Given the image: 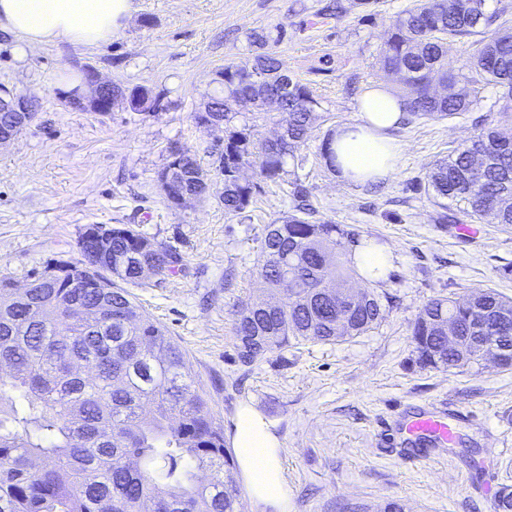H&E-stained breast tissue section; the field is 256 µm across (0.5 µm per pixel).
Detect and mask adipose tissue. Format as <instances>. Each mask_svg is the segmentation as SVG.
<instances>
[{"label": "adipose tissue", "mask_w": 512, "mask_h": 512, "mask_svg": "<svg viewBox=\"0 0 512 512\" xmlns=\"http://www.w3.org/2000/svg\"><path fill=\"white\" fill-rule=\"evenodd\" d=\"M135 10L134 0H0V26L18 34L27 46L58 40L98 45L112 40ZM404 117V100L391 87L365 94L356 119L338 127L331 138L339 177L354 183L391 177L403 151L391 132ZM231 443L254 501L269 512H288L281 442L264 416L251 406L241 407Z\"/></svg>", "instance_id": "ef3b65f1"}]
</instances>
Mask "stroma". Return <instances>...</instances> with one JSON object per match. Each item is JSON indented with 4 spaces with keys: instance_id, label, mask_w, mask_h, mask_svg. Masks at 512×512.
<instances>
[{
    "instance_id": "35a3bbf8",
    "label": "stroma",
    "mask_w": 512,
    "mask_h": 512,
    "mask_svg": "<svg viewBox=\"0 0 512 512\" xmlns=\"http://www.w3.org/2000/svg\"><path fill=\"white\" fill-rule=\"evenodd\" d=\"M340 2L342 11L326 15ZM136 11L108 43L59 40L18 56L17 37L0 29V85L38 102L34 119L0 145V277L25 285L47 261H79L92 224H127L175 247L182 272L148 276L127 290L141 311L184 351L211 413L231 427L253 406L282 442L290 512H494L512 486V369L485 362L446 372L415 364L413 322L431 299L483 286L512 298V230L489 222L471 235L438 223L424 190L447 158L501 110L492 88L446 119L411 118L393 130L403 146L396 172L379 183L338 181L324 156L336 127L354 121L359 99L393 84L379 54L389 24L414 0H135ZM286 35L274 52L321 108L301 150L276 180L260 183L244 213L226 214L213 155L220 127L197 124L216 71L248 68L253 31ZM99 78L159 97L155 112L116 105L98 114L72 109L60 72ZM196 150L209 174L207 199L168 204L157 175L169 149ZM315 217L388 248L392 264L373 287L383 319L334 344L303 342L244 366L234 359V316L261 300L257 263L266 224L292 211L293 183ZM476 414L457 444L408 447L402 416L445 404Z\"/></svg>"
}]
</instances>
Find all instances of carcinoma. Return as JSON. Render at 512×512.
<instances>
[{"instance_id":"1","label":"carcinoma","mask_w":512,"mask_h":512,"mask_svg":"<svg viewBox=\"0 0 512 512\" xmlns=\"http://www.w3.org/2000/svg\"><path fill=\"white\" fill-rule=\"evenodd\" d=\"M499 17L486 0H419L392 20L379 64L405 88L410 115L444 119L466 112L471 93L485 83L499 90L502 115L512 119L511 28L479 41L469 73L444 69L448 40L484 34ZM251 40L258 49L252 70L224 67V95H207L224 120V157L216 170L229 214L242 213L257 189L239 170L255 164L261 178H279L318 119L319 102L307 86L280 79L271 52L276 38L255 32ZM255 69L267 78L254 81ZM435 80L443 93L431 90ZM240 97L253 99L259 112L274 103L288 113L275 140L260 142L251 127L232 124ZM127 100L137 111L156 105L146 88L129 91ZM178 149L183 174L203 171L190 149L170 147ZM425 191L443 209L446 200L458 207L457 224L490 217L511 227L512 129L482 128L433 166ZM293 196L294 210L263 233L259 276L277 303L245 302L235 313L237 358L246 366L293 340L333 343L360 335L383 317L374 290L356 301L341 296L357 273L352 247L359 235L310 221L303 189L294 188ZM150 244L155 241L126 224L112 228V274L92 277L99 288H51L34 272L28 302L17 303L11 279L0 278V363L9 366L0 376V512H241L235 456L186 371L185 354L116 284L137 282L144 262L163 274L179 271L177 250ZM470 296L475 310L439 297L419 311L412 328L417 363L450 372L479 363L439 339L437 324L448 319L466 342L479 335V320L490 334L504 322L512 336L511 298L488 288Z\"/></svg>"}]
</instances>
